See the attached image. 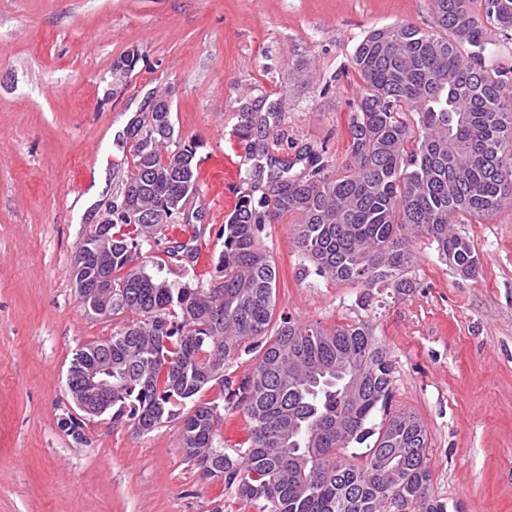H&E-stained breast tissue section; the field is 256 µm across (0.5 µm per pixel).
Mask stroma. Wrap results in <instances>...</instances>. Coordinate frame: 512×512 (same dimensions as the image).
I'll list each match as a JSON object with an SVG mask.
<instances>
[{
  "mask_svg": "<svg viewBox=\"0 0 512 512\" xmlns=\"http://www.w3.org/2000/svg\"><path fill=\"white\" fill-rule=\"evenodd\" d=\"M400 22L428 26L430 0H0V512H256L185 461L179 421L139 434L104 415L84 445L58 427L73 354L124 326L81 306L76 246L127 175L126 127L168 87L200 189L144 258L208 283L251 165L241 105H278L264 131L276 158L313 148L338 167L361 84L353 53ZM130 52L135 69L113 81ZM298 221L263 234L278 310L326 328L369 320L394 364L393 410L427 430L431 497L512 512V208L453 225L480 256L471 278L412 237L404 294L317 276L295 248Z\"/></svg>",
  "mask_w": 512,
  "mask_h": 512,
  "instance_id": "1",
  "label": "stroma"
}]
</instances>
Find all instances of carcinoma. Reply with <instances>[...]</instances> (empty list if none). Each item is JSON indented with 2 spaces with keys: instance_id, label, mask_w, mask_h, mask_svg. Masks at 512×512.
Masks as SVG:
<instances>
[{
  "instance_id": "carcinoma-1",
  "label": "carcinoma",
  "mask_w": 512,
  "mask_h": 512,
  "mask_svg": "<svg viewBox=\"0 0 512 512\" xmlns=\"http://www.w3.org/2000/svg\"><path fill=\"white\" fill-rule=\"evenodd\" d=\"M431 0L432 22L371 31L355 49L361 81L349 116L350 157L339 168L308 149L281 163L265 143L251 146L242 192L227 218L215 275L207 285L171 282L146 271L142 250L165 232L198 192L195 151L170 148V100L159 97L157 135L145 134L112 196V239L85 278L112 277L114 318L128 324L79 348L68 390L86 369L112 359L106 413L139 433L181 420L184 459L206 479L235 488L258 512H386L391 493L447 512L429 497L428 436L413 413L390 410L395 382L388 349L366 320L324 329L276 311L277 270L262 243L266 225L297 213L295 246L321 277L374 288L413 287L410 231L437 244L457 271L473 275L480 259L470 240L448 231L512 205V70L486 67L496 35L512 31V0ZM417 116L411 121L410 116ZM274 109L240 112L249 138L276 119ZM301 163L300 171H293ZM255 354L237 388L224 367ZM223 401L199 399L211 382ZM191 402L192 410L181 411ZM243 408L248 446L231 455L221 443L224 409Z\"/></svg>"
}]
</instances>
